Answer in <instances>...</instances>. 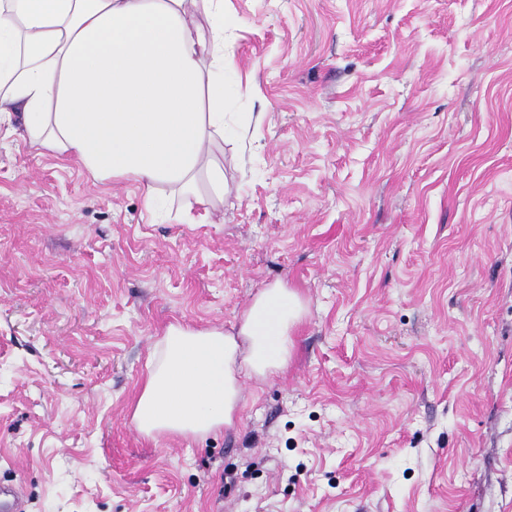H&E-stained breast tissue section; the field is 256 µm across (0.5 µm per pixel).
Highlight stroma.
<instances>
[{
    "instance_id": "stroma-1",
    "label": "stroma",
    "mask_w": 512,
    "mask_h": 512,
    "mask_svg": "<svg viewBox=\"0 0 512 512\" xmlns=\"http://www.w3.org/2000/svg\"><path fill=\"white\" fill-rule=\"evenodd\" d=\"M227 192L146 210L0 125L25 512H512V0H227ZM305 312L235 423L143 438L158 336Z\"/></svg>"
}]
</instances>
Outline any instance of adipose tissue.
Segmentation results:
<instances>
[{"instance_id":"1","label":"adipose tissue","mask_w":512,"mask_h":512,"mask_svg":"<svg viewBox=\"0 0 512 512\" xmlns=\"http://www.w3.org/2000/svg\"><path fill=\"white\" fill-rule=\"evenodd\" d=\"M224 0H0V123L100 181H133L202 207L224 199ZM304 311L264 288L236 330L169 325L132 408L146 438L215 435L233 422L241 373L283 370Z\"/></svg>"}]
</instances>
